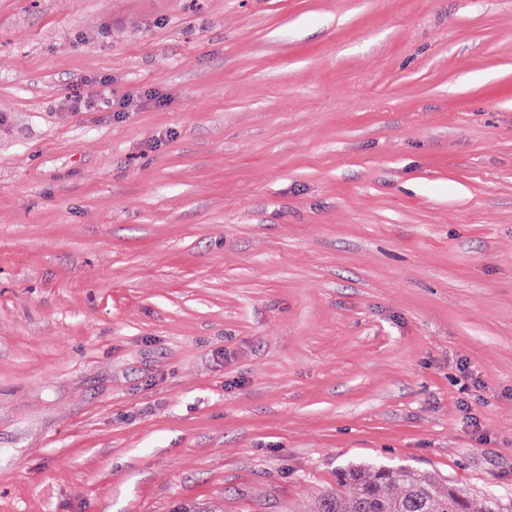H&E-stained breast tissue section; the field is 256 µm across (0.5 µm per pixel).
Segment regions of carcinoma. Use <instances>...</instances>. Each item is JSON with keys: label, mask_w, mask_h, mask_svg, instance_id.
<instances>
[{"label": "carcinoma", "mask_w": 512, "mask_h": 512, "mask_svg": "<svg viewBox=\"0 0 512 512\" xmlns=\"http://www.w3.org/2000/svg\"><path fill=\"white\" fill-rule=\"evenodd\" d=\"M469 493L438 475L377 465L347 466L336 475V490L321 495L314 512H471ZM480 512H512V496L491 493Z\"/></svg>", "instance_id": "carcinoma-1"}]
</instances>
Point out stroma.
I'll list each match as a JSON object with an SVG mask.
<instances>
[{
	"instance_id": "stroma-1",
	"label": "stroma",
	"mask_w": 512,
	"mask_h": 512,
	"mask_svg": "<svg viewBox=\"0 0 512 512\" xmlns=\"http://www.w3.org/2000/svg\"><path fill=\"white\" fill-rule=\"evenodd\" d=\"M512 492V0H0V512ZM469 493L435 473L411 474L377 465L347 466L336 475V491L321 495L314 512H471Z\"/></svg>"
}]
</instances>
